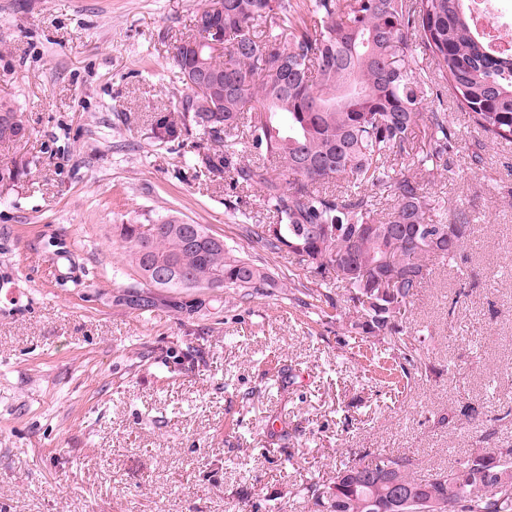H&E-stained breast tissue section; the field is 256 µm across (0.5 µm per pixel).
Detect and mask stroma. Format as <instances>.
Wrapping results in <instances>:
<instances>
[{
	"label": "stroma",
	"mask_w": 512,
	"mask_h": 512,
	"mask_svg": "<svg viewBox=\"0 0 512 512\" xmlns=\"http://www.w3.org/2000/svg\"><path fill=\"white\" fill-rule=\"evenodd\" d=\"M204 3L0 0V98L30 130L0 142V166H23L0 186V512H320L296 491L340 462L399 451L423 474L512 446V145H489L450 92L424 104L457 138L439 217L467 210L474 231L414 298L406 327L426 340L393 391L349 336L346 288L243 233L273 221L260 187L195 169L218 149L204 131L157 137ZM167 215L275 287L139 286L120 227Z\"/></svg>",
	"instance_id": "35a3bbf8"
}]
</instances>
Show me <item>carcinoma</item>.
Segmentation results:
<instances>
[{"label": "carcinoma", "mask_w": 512, "mask_h": 512, "mask_svg": "<svg viewBox=\"0 0 512 512\" xmlns=\"http://www.w3.org/2000/svg\"><path fill=\"white\" fill-rule=\"evenodd\" d=\"M468 0H209L194 16V33L175 48L185 93L182 126L201 128L222 143L244 127L248 149L285 163L280 181L265 165L242 164L234 153L219 157L238 183L258 185L275 214L273 224L246 226L247 237L270 254L311 258L319 274L333 271L353 292L366 275L409 270L396 287L403 302L392 327L387 301L379 309L355 306L352 333L396 336L392 350L405 378L418 370L413 343L401 337L403 318L423 287L432 261L455 262L472 234L467 211L451 224L455 241L441 252L410 247L411 236L438 232L430 214L443 208L428 192L447 170L444 155L456 132L446 112L422 106L444 83L460 109L492 144H512V54H494L472 28ZM229 60H224V56ZM224 75L231 89L217 111L196 110L187 74L197 65ZM25 127L15 105L0 100V141L17 143ZM387 195L391 205L375 217V203L361 187ZM120 236L128 267L145 285L172 291L195 281L221 288L258 290L272 279L202 224L164 219L146 238L140 224H124ZM349 258V267L342 260ZM173 266L175 277L157 282L155 267ZM397 475L418 498L434 496L455 512H512V496L491 498L488 486L512 490V447L474 448L447 468L416 475L405 453H379L359 482L352 465L336 469L330 512H396L382 468Z\"/></svg>", "instance_id": "1"}]
</instances>
